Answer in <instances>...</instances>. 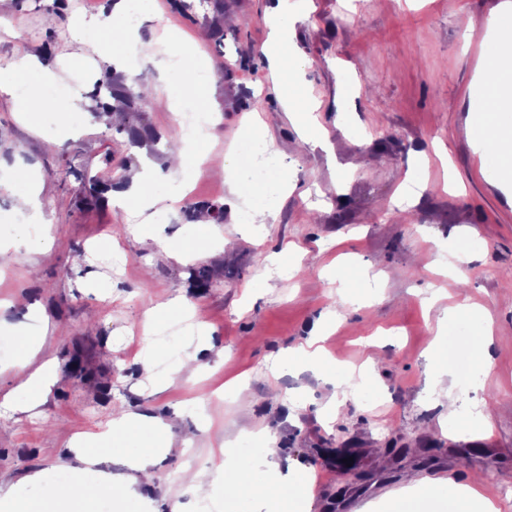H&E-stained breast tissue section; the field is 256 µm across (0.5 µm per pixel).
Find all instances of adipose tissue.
Returning <instances> with one entry per match:
<instances>
[{"label": "adipose tissue", "instance_id": "ef3b65f1", "mask_svg": "<svg viewBox=\"0 0 512 512\" xmlns=\"http://www.w3.org/2000/svg\"><path fill=\"white\" fill-rule=\"evenodd\" d=\"M151 0H115L111 14H102L87 20V27L113 33L125 31L127 40H135L137 26L135 17L144 16ZM301 7L281 0L271 15L270 56L276 79L282 80L289 74L299 73L302 63L289 51L288 33L299 21ZM493 33L490 53L485 67L494 75L488 89L482 94L480 106L468 120L467 130L471 141L486 146L488 157L492 158L494 170L503 184H512V6L508 5L486 20ZM59 80L52 68L34 61L23 60L7 68H0V93L10 96L18 112L23 116L35 117L51 107L47 95L49 88ZM189 81L199 89L201 104H208L211 85L206 66L179 72L178 80L169 83L155 92L149 93V103L166 101L169 112L176 113L185 108L179 94V85ZM282 107L301 130L300 146L304 149H328L325 131L318 121L315 104L310 103L295 86H288L283 94ZM173 165L163 178L165 190L157 194L148 191L147 186L155 181L153 166L146 165L132 175L128 186L112 193V203L123 208L133 218L147 217L149 211L160 208L172 209L173 205L186 194L187 185L184 173L188 166L196 162L208 150L204 136L195 140L174 135L170 138ZM16 195L15 209L26 216V226L18 227L16 236L9 242L0 243V268L9 267L20 253H39L48 249L49 239L31 237L27 226H40L45 222L40 195L42 187L34 171L25 166L11 169L5 176ZM288 190L286 180L277 179L258 190L250 183L243 169H236L230 180L233 195L247 198L248 221L265 227L275 219V200ZM37 352L35 344L27 337L17 339L16 364L25 370L17 389L26 396L24 411H31L44 404L48 396V386L55 380L56 372L52 362H44L39 367H31L30 362ZM172 426L155 418L136 413H123L113 417L105 430L95 434L93 441L75 440L71 450L78 461L71 468L73 478L88 475V465L99 464L114 457L117 444L129 445L125 456L129 467L137 471L144 481L153 478L152 468L156 461L172 445ZM186 485L200 489L217 483L224 486L225 499H248L254 495L261 481L259 470L248 466L225 468L223 461L213 460L211 467L188 468L183 472ZM424 498L441 502L448 512H491L492 502L479 491L478 481L465 484H433L422 491Z\"/></svg>", "mask_w": 512, "mask_h": 512}]
</instances>
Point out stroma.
Wrapping results in <instances>:
<instances>
[{"instance_id": "1", "label": "stroma", "mask_w": 512, "mask_h": 512, "mask_svg": "<svg viewBox=\"0 0 512 512\" xmlns=\"http://www.w3.org/2000/svg\"><path fill=\"white\" fill-rule=\"evenodd\" d=\"M154 2L139 28L142 52L131 78L99 55L97 31L78 26L80 15L106 11L108 0H0V16L10 20L0 29V66L28 56L60 76L43 124L56 129L54 109L73 99L83 107L68 128L56 129L59 145L50 151L0 96V126L11 133L0 142V171L17 162L33 167L51 239L49 250L20 254L0 271V303L8 322L23 323L26 336L40 342L37 362L53 361L57 373L46 403L24 414L18 407L25 396L13 390L16 354L0 356V396L14 395L13 405H0V487L20 484L40 498L27 478L39 475L46 487L67 481L73 438L98 432L119 411L168 419L179 401L187 404L181 426L193 442H173L158 461L154 484L141 491L152 512H199L202 496L180 474L189 463L220 457L227 443L240 463L254 460V447L273 449L280 463L273 482L292 470L304 474L311 512H390L396 499L412 501V476L465 483L478 472L498 484L512 471V340L494 338L485 382L469 350L473 325L454 328L443 347L460 395L454 416L429 391L424 354L438 318L460 302L512 328V204L466 135L472 91L486 78L479 67L492 39L485 21L502 0H313L289 44L331 149L305 153L295 149L299 129L269 78V13L277 0H223L219 8L213 0L202 7ZM176 34L194 39L185 66L210 64L211 103L222 114L208 130L207 158L185 172L190 191L182 206L151 220L160 238L192 247L181 261L160 238L134 236L128 213L85 203L82 192L89 177L107 185L146 162L165 168L171 112L138 98L125 121L157 139L132 145L100 125L92 91L108 74L137 96L161 85L166 75L154 56ZM254 112L290 183L276 202L275 223L259 233L220 175L225 157L250 144L245 124ZM214 206L224 218L215 234L202 236L196 226L214 223ZM433 245L469 250L472 260L454 274L416 265V253ZM116 250L129 255L127 268L113 270ZM337 258L369 275L352 286L360 305L343 301L349 286L332 265ZM202 267L211 277L207 289L192 279ZM434 292L438 301L425 309ZM176 297L183 315L156 334L153 358L170 381L155 392L138 330L148 303ZM336 308L341 314L323 347L337 369L362 376L351 390L288 372L289 351L315 336ZM199 323L208 331L200 345L191 341ZM188 355L197 372L173 374ZM229 383L235 391L218 395ZM333 396L336 420L327 425L322 409ZM485 400L496 405L491 430L462 432ZM259 432L264 440H256ZM390 441L410 455L385 459ZM469 445L481 452L465 466L455 451ZM429 446L439 448L438 459L419 467L415 453ZM346 451L366 480L338 475L334 459ZM40 500L41 512H141L138 501L99 478L78 500Z\"/></svg>"}]
</instances>
